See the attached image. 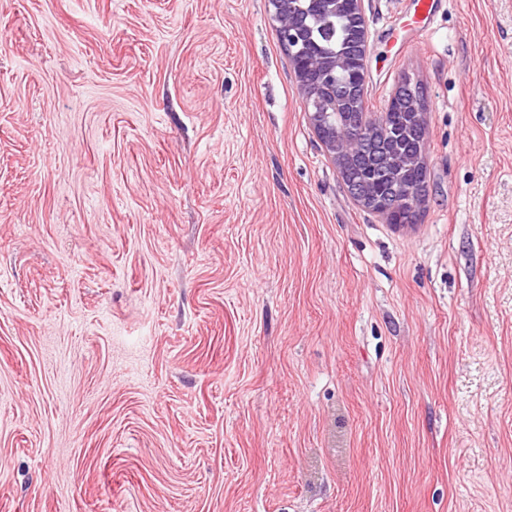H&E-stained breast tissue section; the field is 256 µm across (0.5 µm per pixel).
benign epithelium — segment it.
<instances>
[{
  "label": "benign epithelium",
  "instance_id": "benign-epithelium-1",
  "mask_svg": "<svg viewBox=\"0 0 512 512\" xmlns=\"http://www.w3.org/2000/svg\"><path fill=\"white\" fill-rule=\"evenodd\" d=\"M273 19L277 23V32L282 38L299 44L304 41V29L301 21L291 10L283 6V0H269ZM308 5L322 13L339 8L349 13L357 25L358 39L366 45L367 24L363 12L362 0H308ZM345 67V62L334 56L321 52H313L306 59V66H295L296 81L304 97L310 121L317 136L333 158L339 170L345 167L358 154L366 139L365 117L343 125L336 124V113L329 111V105L320 97L318 90L323 85L336 87V71ZM393 165L400 173L401 180L407 183L406 198L409 206L408 218L403 223L413 222L417 211L423 203L427 192L426 177L418 181L411 180L414 170H427V160L421 155L397 154ZM370 204V210L388 218L397 211L396 203L375 193L369 199L361 200V204Z\"/></svg>",
  "mask_w": 512,
  "mask_h": 512
}]
</instances>
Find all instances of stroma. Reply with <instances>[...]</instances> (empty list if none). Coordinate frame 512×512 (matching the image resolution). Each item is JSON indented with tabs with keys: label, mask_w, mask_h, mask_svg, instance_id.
I'll return each instance as SVG.
<instances>
[{
	"label": "stroma",
	"mask_w": 512,
	"mask_h": 512,
	"mask_svg": "<svg viewBox=\"0 0 512 512\" xmlns=\"http://www.w3.org/2000/svg\"><path fill=\"white\" fill-rule=\"evenodd\" d=\"M413 2L396 227L268 0H0V512H512V0ZM345 62L336 55H327L321 52H313L306 59V66L295 65L296 81L304 97L310 121L317 132V136L326 150L333 158L338 169L343 171L345 167L358 154L362 145V151L356 156L346 170L341 173L344 184L355 200L356 196L350 188V183H357L361 189H369L370 181L375 180L384 187L387 193L395 200L400 197V183L396 174L391 170L390 154L396 153L393 165L400 173L401 180L408 183L406 198L409 206L408 218L399 220L403 224L413 222L417 211L423 203L427 192L426 170L427 160L421 155L413 156L422 147L426 150L427 126L415 130L406 115L410 112V98L398 93L390 98L382 112H387L384 117L381 114L378 120L372 121L366 115V119L372 123L386 125L394 134L391 142L385 140L379 133L368 135L366 139L365 113L359 120L336 125V113L329 112V105L320 97L318 90L323 85L336 87V71L343 69ZM330 118L332 120L330 121ZM411 154V155H404ZM415 169L423 173L419 181H411V175ZM391 198H383L375 193L369 199H361V204L374 213L382 214L389 220L390 215L397 208L404 207V203L392 202Z\"/></svg>",
	"instance_id": "stroma-1"
}]
</instances>
